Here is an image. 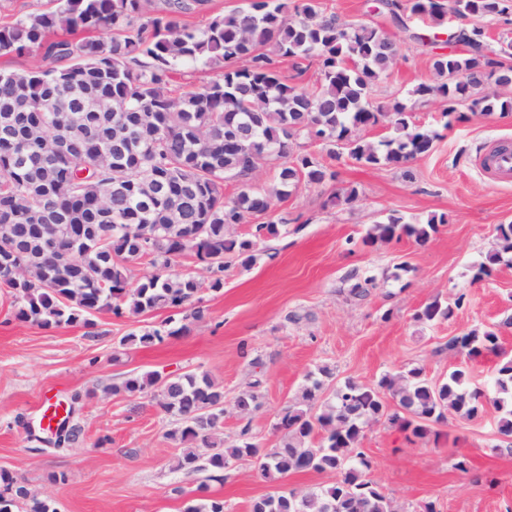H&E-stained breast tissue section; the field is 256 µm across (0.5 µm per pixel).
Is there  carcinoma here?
<instances>
[{
    "label": "carcinoma",
    "mask_w": 512,
    "mask_h": 512,
    "mask_svg": "<svg viewBox=\"0 0 512 512\" xmlns=\"http://www.w3.org/2000/svg\"><path fill=\"white\" fill-rule=\"evenodd\" d=\"M48 11L0 24V56L32 54L41 64L25 72L0 71V122L19 125L16 137L0 142V288L9 289L16 317L42 328L93 325L92 316L109 312L141 315L160 309H185L198 300L204 282L176 269L178 260L212 259L209 288L224 287L226 259L248 267L258 243L280 234L288 219L266 217L243 235L229 228L270 211L273 199L286 200L303 185L336 179L314 152L300 151V140L319 146L331 159L342 156L363 166L405 169L433 149L437 135L412 121L415 102L439 98L450 103L442 116L448 128L463 119L457 107L471 112L512 114V42L491 46L480 22L509 15L507 0H378L374 13L407 38L423 46L445 25L448 10L468 20L452 30V47L431 54L439 77L411 91L414 103L397 101L388 110L370 101L373 87L389 72L398 44L382 24L348 22L324 8L322 0H247L238 10L217 15L204 27L190 26L180 15L192 10L184 0L150 10L149 0H56ZM424 16L432 31L411 26ZM292 61L298 81L283 75ZM317 66L314 88L301 80ZM201 65L213 77L199 85L177 84L183 69ZM101 96L112 98V122L90 111ZM86 110L84 119L64 130L70 157L57 160L25 141L29 125L45 120L56 127L71 106ZM389 119L394 135L373 143L361 132ZM119 142V166L111 172L74 171L94 160L96 145ZM274 169V185L248 183L245 163L251 153ZM153 176L161 196L143 201L136 185ZM241 183L235 196H224V183ZM111 189L112 217L97 209L103 189ZM354 188L329 196L333 205L353 206ZM69 213L73 234L57 250L41 257L47 231L29 221L40 207ZM445 215L411 224L391 214L363 237L414 239L425 245ZM498 249L489 253L475 278L512 262V223L497 227ZM148 260L150 271L131 285V266ZM454 303L438 298L415 314L419 321L448 320ZM449 347L467 357L500 358L493 384H472L465 367L441 383L429 381L414 367L374 385L343 382L323 399L326 367L311 374L300 397L284 408L275 429L283 433L277 448L265 449L249 427L226 442L224 387L204 372L175 377L149 372L112 385V392L151 391L161 411L179 417L181 426L167 438L185 448L174 469L187 477L219 473L230 464L250 460L265 479L299 472H329L336 480L318 490H275L255 500L250 512H391L390 500L369 477L370 462L361 441L365 429L383 419L424 439L446 421L450 409L475 418L488 407L499 413L498 431L512 436V358L506 357L493 331L456 336ZM253 389L236 398L239 415L259 408ZM397 409L389 408L388 399ZM0 512H56L51 503L30 496L12 473L0 469Z\"/></svg>",
    "instance_id": "cac0c4a2"
}]
</instances>
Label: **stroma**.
I'll use <instances>...</instances> for the list:
<instances>
[{"label":"stroma","mask_w":512,"mask_h":512,"mask_svg":"<svg viewBox=\"0 0 512 512\" xmlns=\"http://www.w3.org/2000/svg\"><path fill=\"white\" fill-rule=\"evenodd\" d=\"M393 36L399 56L373 90L376 106L436 79L425 49L401 31ZM443 109L437 99L414 109V123L438 138L430 154L410 162L411 177L343 158L330 163L334 181L274 201L271 213L287 218L288 234L259 243L252 266L231 265L223 288L202 289L201 319L177 310L102 312L90 327L45 329L17 320L11 296L0 290V469L57 512H185L202 497L223 500L224 512H250L273 489L252 463H234L220 481L204 472L183 477L173 470L183 447L166 437L177 417L149 394H114L111 385L146 372L208 373L224 387L225 441L237 440L247 426L273 448L281 410L321 367L332 372L329 391L412 367L439 383L463 366L474 384H490L496 357L470 359L448 342L491 330L512 356V263L474 277L497 245V226L512 222V184L493 183L478 167L493 144L512 143V115L474 114L447 128ZM341 187L357 189L355 206H325ZM392 212L412 223L433 214L448 222L422 247L407 238L363 245L366 230ZM403 262L409 269L401 273ZM368 277L375 288L353 298L352 285ZM437 298L462 304L449 320H416ZM144 329L165 336L126 342L127 334ZM254 382L261 405L245 420L235 400ZM78 393L83 399L73 420L84 428L83 444L57 450L37 441L33 432L48 407ZM498 417L492 408L472 419L451 411L439 438L413 443L387 423L369 426L361 443L369 476L384 488L392 512H424L429 502L437 512H512V436L499 433ZM460 454L470 473L455 469Z\"/></svg>","instance_id":"stroma-1"}]
</instances>
